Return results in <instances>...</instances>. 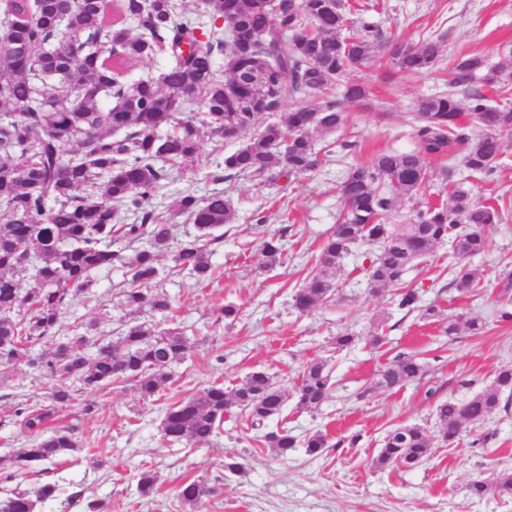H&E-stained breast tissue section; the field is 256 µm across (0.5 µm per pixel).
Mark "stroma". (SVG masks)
<instances>
[{"label": "stroma", "mask_w": 512, "mask_h": 512, "mask_svg": "<svg viewBox=\"0 0 512 512\" xmlns=\"http://www.w3.org/2000/svg\"><path fill=\"white\" fill-rule=\"evenodd\" d=\"M349 2L354 17L369 18L405 41L444 37L440 61L428 71L396 76L388 55L377 54L368 68L350 73L369 85L371 107L347 105L344 126L332 134H315L317 149L325 153L317 170L284 189L260 187L251 176L223 182L236 219L225 226L212 257L214 280L194 284L177 271L171 253L160 257L158 289L168 295L177 325L196 344L174 368L164 399H143L130 381L92 394L95 406L82 419V451L64 458L54 471L0 482V491L59 481V496L41 504L38 512H87L89 501L98 503V512H512V495L478 501L465 490L472 479L512 468V409L467 427L453 445L443 442L433 416L438 401L474 395L492 384L500 368L512 366V324L496 320V284L500 274L512 272V135L504 138L496 179H470L475 197L501 205L504 213L501 223L486 230L488 251L470 260L479 281L473 296L458 295L446 243L404 276L421 305L437 306L440 316L427 319L400 311L393 289L372 291L364 278L370 248L362 244L345 258L335 297L306 313L292 306L295 290L340 216L337 185L347 163L363 164L385 150L415 147L410 124L414 104L447 91L448 60L457 52L478 54L492 63L511 56L512 0ZM343 141L356 143V153L344 155L339 148ZM237 147V142L203 132L201 165L173 172L159 190L155 204L174 224L176 236L189 227L186 217L175 213L180 192L211 193L215 185L210 172ZM260 215L265 218L261 225L256 222ZM270 238L282 239L284 253L279 264L265 268L260 250ZM91 281L89 293L72 298L57 337L45 340L44 348L93 322L97 329L86 348L93 355L124 330L130 320L124 269L93 272ZM227 303L240 309L229 325L216 320L217 309ZM461 316L481 318L484 332L443 335V319ZM376 330L383 337L377 346L370 342ZM347 332L357 335L356 345L337 349L336 336ZM403 353L420 354L425 374L398 389L376 388L379 371ZM318 357L327 358L333 370V397L314 413L296 410L294 401H287L274 423L300 437L327 433L335 446L322 456H307L300 448L288 457L277 456L261 446L237 410L225 416L210 446H170L162 440L159 425L168 404L214 381L232 388L256 370L289 391L305 364ZM52 391V381L27 366L0 371V457L28 445L14 416L18 401L46 403ZM412 424L424 427L431 439L428 459L414 469L377 468L385 434ZM354 435L359 438L355 444L350 441ZM231 459L242 463L241 473L225 472L224 463ZM144 465L158 476V491L148 499L136 491L135 475ZM187 478L211 489L193 506L177 499V488ZM74 493L81 496L75 503L69 500Z\"/></svg>", "instance_id": "35a3bbf8"}]
</instances>
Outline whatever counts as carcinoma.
Here are the masks:
<instances>
[{"instance_id": "cac0c4a2", "label": "carcinoma", "mask_w": 512, "mask_h": 512, "mask_svg": "<svg viewBox=\"0 0 512 512\" xmlns=\"http://www.w3.org/2000/svg\"><path fill=\"white\" fill-rule=\"evenodd\" d=\"M203 12L224 27L197 34V22L182 0H0V369L24 364L53 381L54 405L22 403L15 410L29 446L0 458L12 471H49V465L81 451L78 424L52 426L56 406L76 400L71 383L102 391L125 380L137 383L145 399L162 397L172 368L192 343L177 327L130 322L113 344L90 357V332L74 334L50 351L33 346L54 337L72 297L88 290L90 275L120 266L134 288L124 294L132 314L149 305L170 310V299L145 292L160 275L158 257L173 253L179 272L200 283L212 278L214 231L233 222L234 208L221 192L205 199L192 192L178 200L196 234L181 240L154 205L156 192L175 168L200 161L199 126L226 140L245 144L224 155L215 182L253 174L276 182L309 173L320 165L311 132H336L347 119L344 103L360 102L369 88L348 77L379 49L388 52L393 74H416L441 57L442 40L413 44L386 36L371 21L349 24L344 0H201ZM136 22L138 33L126 26ZM65 41L55 51L48 45ZM159 54L169 57L156 76L134 81L127 74ZM224 65H219V58ZM512 76V57L491 64L477 54L460 53L449 63L448 92L419 99L413 113L410 151H383L367 164L349 165L339 183L341 222L321 247L319 265L293 295L307 312L336 291V276L352 247H372L365 268L371 289L402 283L411 265L451 241L455 290L467 295L477 281L466 261L488 248L485 229L503 220L497 206L478 200L464 181L448 183V202L417 205L404 221L392 222V186L408 199L428 188L427 158L448 157L470 176L491 181L503 155L502 136L512 133V108L491 104L478 88L494 87ZM342 86V97L331 94ZM200 99L205 112L196 125L186 105ZM266 112H280V123L259 124ZM467 113L474 131L460 125ZM123 213L124 223L118 222ZM145 242L126 255L121 241ZM283 244L263 242L261 261H279ZM498 321L512 322V273L497 283ZM418 293H395L401 311L418 308ZM424 365L403 354L384 367L376 387L394 389L417 380ZM327 362L311 361L294 391L296 408L317 412L332 398ZM287 396L262 370L249 373L235 388L214 381L166 407L161 438L170 445L200 447L218 434L233 408L260 429L280 416ZM512 401V366L501 368L491 386L462 398L440 401L434 416L441 437L452 445L467 426H479ZM265 447L281 457L296 448L312 457L336 448L327 434L304 439L285 428L262 435ZM430 439L419 425L387 432L375 464L413 469L430 454ZM56 481L34 492L10 490L0 496L4 512H35L57 497ZM136 490L148 498L158 491L155 474L141 467ZM470 498L512 494V470L471 480ZM210 492L188 480L178 498L193 504Z\"/></svg>"}]
</instances>
